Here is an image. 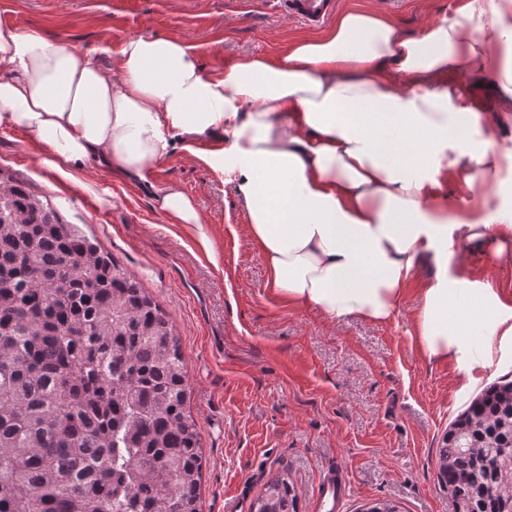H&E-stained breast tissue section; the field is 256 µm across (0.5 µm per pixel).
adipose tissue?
Instances as JSON below:
<instances>
[{
	"label": "adipose tissue",
	"mask_w": 512,
	"mask_h": 512,
	"mask_svg": "<svg viewBox=\"0 0 512 512\" xmlns=\"http://www.w3.org/2000/svg\"><path fill=\"white\" fill-rule=\"evenodd\" d=\"M106 52L0 24V131L32 134L54 170L142 181L180 143L233 184L266 286L288 302L332 322L384 323L417 281L428 361L467 374L485 337L512 348V301L448 264L463 241L484 245L490 267L512 265V151L495 147L512 131V0H466L460 18L418 36L349 8L324 35L218 76L175 38H126L114 75ZM462 83L491 85L497 109L474 111ZM479 184L503 192L494 209ZM154 208L171 224L200 222L175 185Z\"/></svg>",
	"instance_id": "ef3b65f1"
}]
</instances>
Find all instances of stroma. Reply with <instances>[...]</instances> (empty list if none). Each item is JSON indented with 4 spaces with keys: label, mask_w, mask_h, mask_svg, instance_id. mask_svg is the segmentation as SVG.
<instances>
[{
    "label": "stroma",
    "mask_w": 512,
    "mask_h": 512,
    "mask_svg": "<svg viewBox=\"0 0 512 512\" xmlns=\"http://www.w3.org/2000/svg\"><path fill=\"white\" fill-rule=\"evenodd\" d=\"M463 0H339L370 10L410 35L458 14ZM0 24L36 29L78 49L118 51L133 35L193 46L205 73L223 74L240 56L277 57L318 29L288 19L274 0H0ZM47 151L23 130L0 132V173L24 182L60 216L94 236L170 316L185 359L187 408L204 467L202 512H249L269 478L287 474L298 512H314L317 485L344 469L343 512L389 500L400 512H454L436 479V456L450 423L483 388L512 375V350L492 339L463 385L455 365L431 363L415 336L419 307L408 290L385 324L331 322L290 305L266 286L245 208L224 182L180 147L149 180L106 168L51 169ZM177 185L197 202L201 227L169 224L152 207L158 189ZM211 238L209 260L198 231ZM453 265L490 278L512 299V267L489 271L485 254L455 243Z\"/></svg>",
    "instance_id": "35a3bbf8"
}]
</instances>
